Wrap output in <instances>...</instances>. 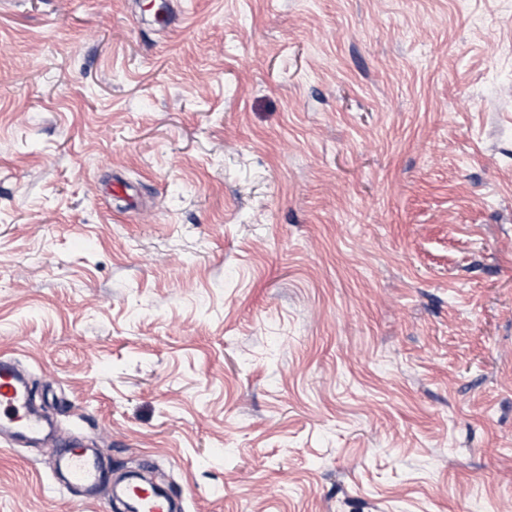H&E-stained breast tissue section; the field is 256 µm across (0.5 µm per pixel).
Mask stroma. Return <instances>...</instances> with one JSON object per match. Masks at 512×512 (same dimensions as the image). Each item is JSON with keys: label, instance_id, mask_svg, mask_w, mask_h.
I'll use <instances>...</instances> for the list:
<instances>
[{"label": "stroma", "instance_id": "stroma-1", "mask_svg": "<svg viewBox=\"0 0 512 512\" xmlns=\"http://www.w3.org/2000/svg\"><path fill=\"white\" fill-rule=\"evenodd\" d=\"M185 8L0 0V512H512V0ZM4 407L1 426L13 431L14 441L40 437L45 420L31 409L26 380L11 357H0V407ZM62 461L68 471L69 483L83 488L84 501H92L100 486L111 480V474L102 468L99 459L88 453V448L65 451ZM123 496L138 512H173L167 492L157 483L138 481L126 485Z\"/></svg>", "mask_w": 512, "mask_h": 512}]
</instances>
